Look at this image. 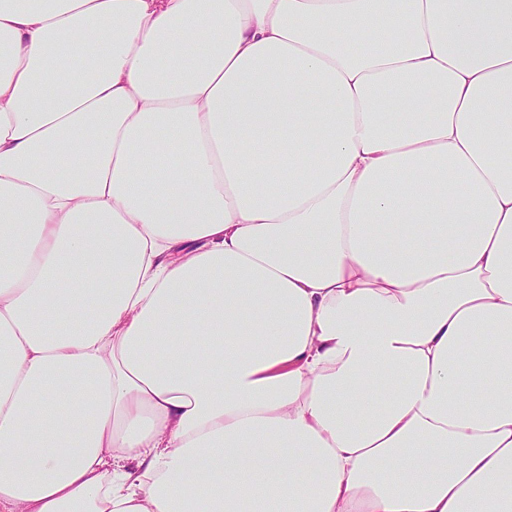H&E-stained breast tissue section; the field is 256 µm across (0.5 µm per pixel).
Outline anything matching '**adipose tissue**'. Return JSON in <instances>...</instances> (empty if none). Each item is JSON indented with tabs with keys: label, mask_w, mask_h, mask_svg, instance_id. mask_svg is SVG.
Wrapping results in <instances>:
<instances>
[{
	"label": "adipose tissue",
	"mask_w": 512,
	"mask_h": 512,
	"mask_svg": "<svg viewBox=\"0 0 512 512\" xmlns=\"http://www.w3.org/2000/svg\"><path fill=\"white\" fill-rule=\"evenodd\" d=\"M0 512H512V0H0Z\"/></svg>",
	"instance_id": "1"
}]
</instances>
